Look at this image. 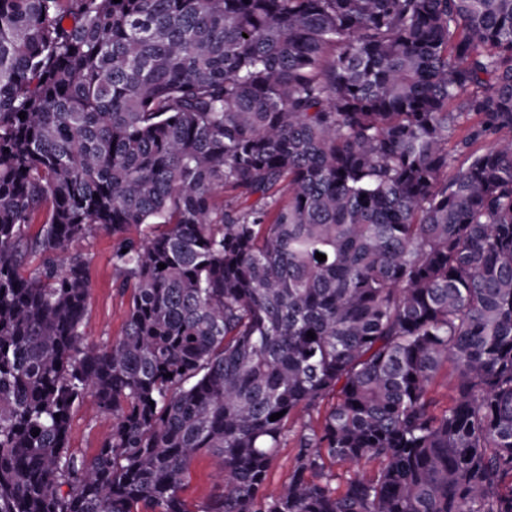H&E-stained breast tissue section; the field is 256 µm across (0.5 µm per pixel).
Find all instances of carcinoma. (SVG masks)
<instances>
[{
    "label": "carcinoma",
    "instance_id": "carcinoma-1",
    "mask_svg": "<svg viewBox=\"0 0 512 512\" xmlns=\"http://www.w3.org/2000/svg\"><path fill=\"white\" fill-rule=\"evenodd\" d=\"M0 512H512V0H0ZM120 242V236L97 230L72 243L68 251L58 257L63 264L69 253L79 252L87 260L90 295L83 331L88 343L103 345L120 336L124 328L129 293H123L118 287L121 278L113 264ZM112 430V416L103 413L91 396L75 405L70 418L69 451L90 460ZM294 463L293 448H281L272 466L269 488L277 489L287 478L288 472ZM224 480L219 464L210 456L198 457L191 468L190 482L184 497L192 504H199L210 493L219 489Z\"/></svg>",
    "mask_w": 512,
    "mask_h": 512
}]
</instances>
